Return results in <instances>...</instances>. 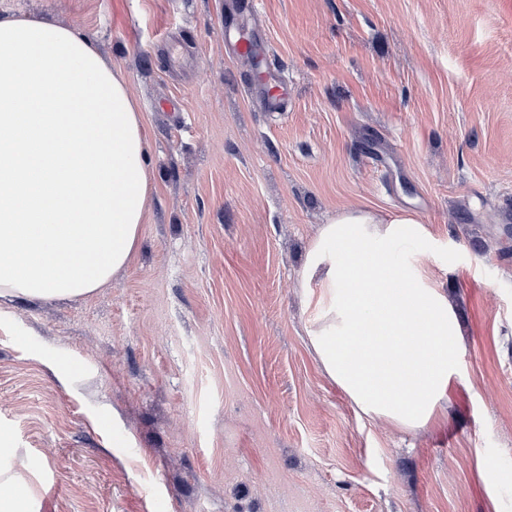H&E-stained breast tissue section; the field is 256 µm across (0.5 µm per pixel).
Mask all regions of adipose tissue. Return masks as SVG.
Listing matches in <instances>:
<instances>
[{
  "label": "adipose tissue",
  "mask_w": 512,
  "mask_h": 512,
  "mask_svg": "<svg viewBox=\"0 0 512 512\" xmlns=\"http://www.w3.org/2000/svg\"><path fill=\"white\" fill-rule=\"evenodd\" d=\"M141 112L124 75L81 33L0 13V309L14 299H74L130 262L152 174ZM419 219L341 211L312 241L313 347L367 416L429 424L462 356L455 307L415 265L396 263Z\"/></svg>",
  "instance_id": "ef3b65f1"
}]
</instances>
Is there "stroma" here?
<instances>
[{
  "mask_svg": "<svg viewBox=\"0 0 512 512\" xmlns=\"http://www.w3.org/2000/svg\"><path fill=\"white\" fill-rule=\"evenodd\" d=\"M125 76L154 174L110 287L0 315V471L23 512H512V0H0ZM288 78L250 90L225 22ZM407 211L462 327L451 400L403 432L311 344L310 243ZM502 479L489 481L483 464Z\"/></svg>",
  "mask_w": 512,
  "mask_h": 512,
  "instance_id": "1",
  "label": "stroma"
}]
</instances>
